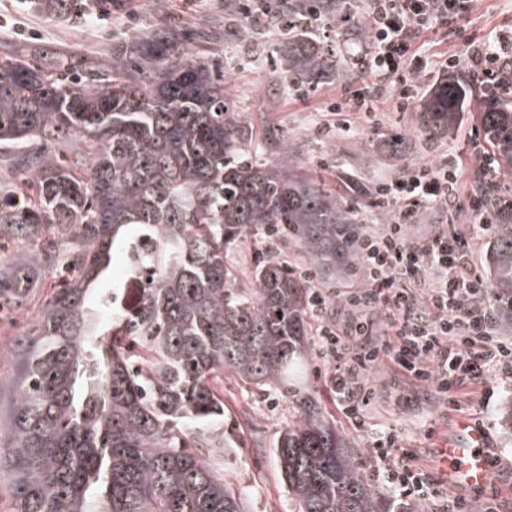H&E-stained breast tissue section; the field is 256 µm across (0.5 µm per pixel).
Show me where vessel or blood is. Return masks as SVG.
<instances>
[{
    "label": "vessel or blood",
    "mask_w": 512,
    "mask_h": 512,
    "mask_svg": "<svg viewBox=\"0 0 512 512\" xmlns=\"http://www.w3.org/2000/svg\"><path fill=\"white\" fill-rule=\"evenodd\" d=\"M436 471L449 488L485 490L492 474L486 432L469 419H460L455 435L437 450Z\"/></svg>",
    "instance_id": "obj_1"
}]
</instances>
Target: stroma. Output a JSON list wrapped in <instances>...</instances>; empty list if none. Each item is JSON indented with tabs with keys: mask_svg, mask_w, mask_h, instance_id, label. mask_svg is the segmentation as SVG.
Masks as SVG:
<instances>
[{
	"mask_svg": "<svg viewBox=\"0 0 512 512\" xmlns=\"http://www.w3.org/2000/svg\"><path fill=\"white\" fill-rule=\"evenodd\" d=\"M240 0H123L111 13H93L80 19L48 16L34 10L29 0H0V49L39 56L53 49L63 54H107L113 42L139 35L156 21L157 10L192 30L187 48L197 55L219 59L228 79L227 91L237 101L254 127L256 139H265L277 128L296 145L306 174L343 193L361 210L363 230L383 222L381 209L369 202L368 192L381 178L404 169L436 163L447 151L463 152L475 163L479 149L468 140L479 123L480 98L472 96L448 135L431 138L419 132L417 115L444 73L426 69L421 73L412 107L397 111L391 92H384L376 110L367 119L355 113L331 111V104L352 86L327 82L316 87L284 89L274 77L280 31L254 23L242 29L234 23ZM512 29V0H474L467 17L423 35L427 55L462 54L466 36ZM313 358L306 371L304 388L317 396L324 411L339 428L351 431L364 473H371L368 430L386 427L401 438L420 462L431 465L434 450L450 435L459 416H467L487 430L493 455L500 459L495 469L496 495L501 512H512V437L504 433L500 414L512 397V379L489 377L494 393L488 403L472 400L461 410L441 407L423 389L402 387L389 363L370 375L375 398L368 414L366 432L352 431L337 409L324 379L315 374L321 366ZM224 421L218 425L232 447L224 461V477L249 492V512H289L288 492L273 457V440L288 421L296 417L293 399L276 392L261 395L224 384Z\"/></svg>",
	"mask_w": 512,
	"mask_h": 512,
	"instance_id": "obj_1",
	"label": "stroma"
}]
</instances>
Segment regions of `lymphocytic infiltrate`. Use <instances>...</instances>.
<instances>
[{"label": "lymphocytic infiltrate", "instance_id": "f902f5d3", "mask_svg": "<svg viewBox=\"0 0 512 512\" xmlns=\"http://www.w3.org/2000/svg\"><path fill=\"white\" fill-rule=\"evenodd\" d=\"M375 54L369 63L373 83L351 99L333 104L336 112L372 114L388 83L399 86L398 111H407L418 85L420 66L411 62L418 38L468 12L472 0H370ZM474 74L495 78L506 50L504 37L467 41ZM374 206L394 219L362 234L363 275L358 287L342 295L344 314H328V298L308 296L319 322L317 353L336 396V406L364 430L374 388L368 375L381 362L395 366L409 383L430 390L449 409L460 407L469 386L488 376L512 378V337L497 329L488 282L478 274L470 243L456 221L469 215L483 233L493 220L483 192L464 189L461 166L445 159L381 179L372 191ZM429 209H444L448 221L427 235L414 236L410 224ZM399 435H374L370 455L375 471L400 502L436 501L441 512H470L467 502L449 495L441 480L415 454L400 450Z\"/></svg>", "mask_w": 512, "mask_h": 512}]
</instances>
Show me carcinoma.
Wrapping results in <instances>:
<instances>
[{"label":"carcinoma","mask_w":512,"mask_h":512,"mask_svg":"<svg viewBox=\"0 0 512 512\" xmlns=\"http://www.w3.org/2000/svg\"><path fill=\"white\" fill-rule=\"evenodd\" d=\"M117 0H34L47 15L112 11ZM288 30L276 78L290 88L360 75L361 55L324 47L312 30L369 16L353 0H267ZM470 94L451 74L419 113L436 137ZM480 123L496 163L512 170V103H488ZM253 127L224 71L160 22L112 44V54H0V241L30 248L0 261V311L33 297L34 278L60 288L13 342L17 375L0 378V471L14 512H247L224 481V374L258 391L288 387L312 355L307 288L280 249L255 254L249 286L228 255L252 234L291 240L330 278L358 257L359 211L298 170L293 142ZM496 213L486 276L512 323V198L487 188ZM127 280L104 287L114 255ZM148 276L137 294L129 281ZM297 419L274 454L295 512H385L349 434L299 395Z\"/></svg>","instance_id":"carcinoma-1"}]
</instances>
